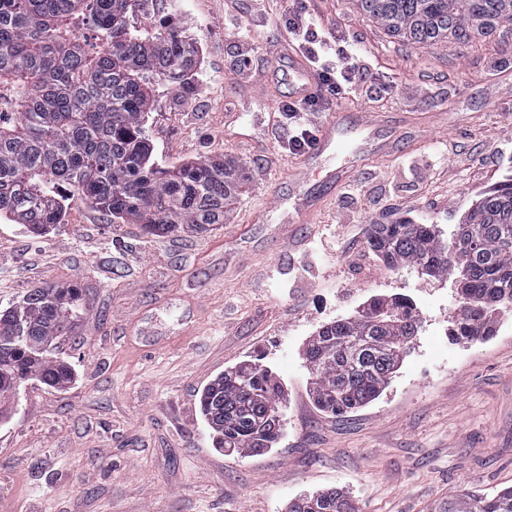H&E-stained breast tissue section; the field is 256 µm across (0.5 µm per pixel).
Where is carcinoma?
<instances>
[{"label":"carcinoma","mask_w":512,"mask_h":512,"mask_svg":"<svg viewBox=\"0 0 512 512\" xmlns=\"http://www.w3.org/2000/svg\"><path fill=\"white\" fill-rule=\"evenodd\" d=\"M137 0H0V214L46 235L62 223L66 187L112 220L150 235L196 233L224 223L244 185L234 165L200 159L169 168L150 162L144 122L153 85L182 86L199 66L193 39L169 29L131 34ZM365 15L413 44L465 42L512 32V0H357ZM370 241L390 267L412 265L453 280L461 306L455 340L486 341L501 311L512 308V179L487 191L444 235L434 224H373ZM75 288L33 289L0 312V419L12 380L64 388L74 380L53 353L80 318ZM420 328L405 297H379L356 316L323 325L303 360L315 404L339 414L388 387ZM285 390L270 368L242 364L201 394L216 447L241 455L281 437ZM288 512H357L341 489L301 494ZM436 512H512V487L476 496L463 489Z\"/></svg>","instance_id":"1"}]
</instances>
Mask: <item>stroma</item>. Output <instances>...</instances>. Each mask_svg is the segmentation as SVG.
<instances>
[{"label": "stroma", "instance_id": "obj_1", "mask_svg": "<svg viewBox=\"0 0 512 512\" xmlns=\"http://www.w3.org/2000/svg\"><path fill=\"white\" fill-rule=\"evenodd\" d=\"M326 35L354 40L366 70L339 102L354 131L312 170L286 156L272 115L294 96L298 58L267 70L283 39L278 0H138L133 35L186 29L201 64L184 88L159 84L145 124L155 166L200 157L239 165L245 189L206 233L146 234L79 198L33 236L0 216V311L45 285L79 289L85 312L57 356L76 380L29 381L0 421V512H285L302 491L340 488L359 512H430L468 489L512 486V319L483 343L447 334L451 280L385 265L374 224L462 223L512 178V40L410 45L355 0H310ZM256 75L239 83L243 34ZM389 93H382V86ZM383 120L370 137L360 123ZM357 162L348 189L311 223L287 224L277 198L323 187ZM378 295L410 297L422 327L382 395L343 414L320 410L302 350L327 322ZM262 358L287 392L285 428L249 457L215 448L200 394Z\"/></svg>", "mask_w": 512, "mask_h": 512}]
</instances>
